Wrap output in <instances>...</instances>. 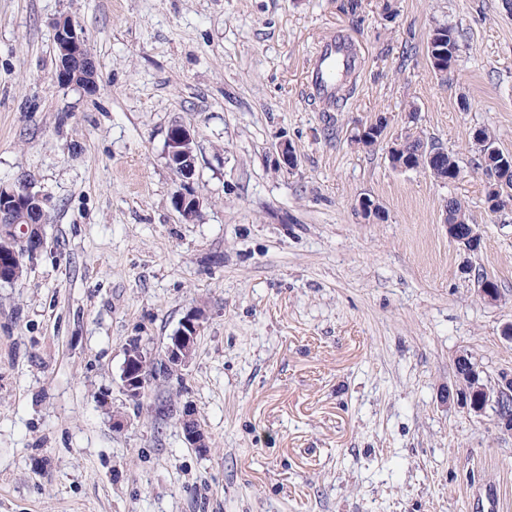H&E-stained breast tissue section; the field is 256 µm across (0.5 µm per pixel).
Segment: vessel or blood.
Instances as JSON below:
<instances>
[{"mask_svg": "<svg viewBox=\"0 0 512 512\" xmlns=\"http://www.w3.org/2000/svg\"><path fill=\"white\" fill-rule=\"evenodd\" d=\"M353 44L343 35H330L316 48L307 71L306 88L309 96L326 106H333L336 96V84L330 71L332 67L348 68L355 66L356 58L352 54Z\"/></svg>", "mask_w": 512, "mask_h": 512, "instance_id": "vessel-or-blood-1", "label": "vessel or blood"}]
</instances>
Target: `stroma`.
I'll use <instances>...</instances> for the list:
<instances>
[{"instance_id": "stroma-1", "label": "stroma", "mask_w": 512, "mask_h": 512, "mask_svg": "<svg viewBox=\"0 0 512 512\" xmlns=\"http://www.w3.org/2000/svg\"><path fill=\"white\" fill-rule=\"evenodd\" d=\"M363 4L352 19L336 0H0V185L29 184L47 213L24 277L0 282V512H472L489 482L512 512V433L445 401L459 354L485 381L512 375V209L490 213L468 138L488 129L512 153V13ZM62 16L94 55L93 92L56 79ZM437 24L460 34L445 83L426 55ZM339 32L361 63L330 116L305 70ZM379 112L387 137L363 149ZM177 125L203 200L190 223L165 158ZM410 129L462 178L394 171L389 141ZM364 196L383 223L361 222ZM451 198L480 251L450 240ZM197 308L192 362L156 371ZM135 336L154 368L137 402L121 382ZM187 404L207 451L184 439Z\"/></svg>"}]
</instances>
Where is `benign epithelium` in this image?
<instances>
[{
    "label": "benign epithelium",
    "mask_w": 512,
    "mask_h": 512,
    "mask_svg": "<svg viewBox=\"0 0 512 512\" xmlns=\"http://www.w3.org/2000/svg\"><path fill=\"white\" fill-rule=\"evenodd\" d=\"M54 42L57 51V74L67 80L75 75L83 78V83L91 86L96 79V65L94 57L85 41L77 33L74 25L67 18H60L54 24ZM389 124L387 116L379 113L370 122L360 129L355 140L365 137L370 132L378 138L385 137V127ZM193 134L190 128L176 125L172 128L166 142L165 154L169 168L178 176L184 186V192L174 200L176 209L186 221L196 220L201 213L203 201L193 188L196 175V155L193 146ZM447 151L429 149L419 159L416 170L432 176L440 183H452L462 176L461 170H456L454 176L448 178L440 174L442 161ZM40 198V194L33 191L30 186L17 184L1 199L5 204L0 205V237L11 244V250L16 254L31 256L38 251L34 242L37 241L32 234V226L21 223L17 218V210L32 198ZM355 208L360 212L363 223L374 224L384 220L383 210L376 203L364 197L357 201ZM443 223L448 229V237L455 241L462 249L468 251L475 244L478 232L475 225L463 219L461 223L469 228L466 235L459 232V224L448 223V209H443ZM207 320L205 310L198 309L187 314L178 330L170 338L165 351V361L170 370H180L189 366L193 349L192 340L198 336ZM149 381L148 372L122 373L123 389L132 400L138 401L143 396ZM480 397L485 405L497 409L495 419L496 427L507 433H512V378L501 376L491 385H476L468 381L454 379L448 388L446 398L448 405H453L466 414L480 415L483 413L475 402L474 397ZM183 433L190 446L207 449L208 442L205 434L196 426L192 415L184 413L181 416Z\"/></svg>",
    "instance_id": "7a95c632"
}]
</instances>
